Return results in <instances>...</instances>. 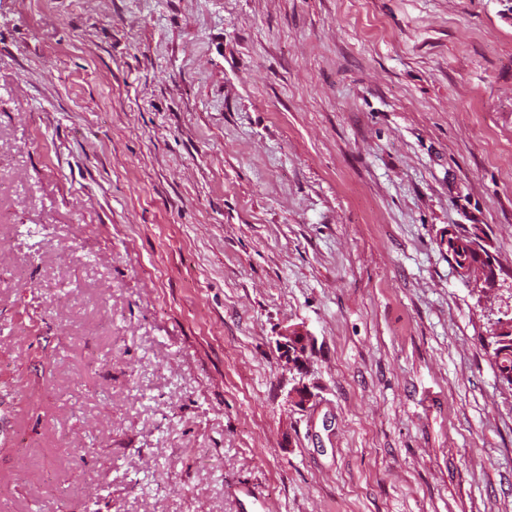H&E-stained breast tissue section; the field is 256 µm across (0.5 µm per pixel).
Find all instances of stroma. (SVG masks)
Here are the masks:
<instances>
[{
    "label": "stroma",
    "instance_id": "stroma-1",
    "mask_svg": "<svg viewBox=\"0 0 512 512\" xmlns=\"http://www.w3.org/2000/svg\"><path fill=\"white\" fill-rule=\"evenodd\" d=\"M506 314L512 0H0V512H512ZM481 252H485L480 243L479 236L463 227H457L448 236V253L457 268L463 269L461 275L475 282L482 280L487 285L493 284L489 280L486 268L488 264L483 260ZM490 329L492 348V358L494 360V367L496 376L499 377L505 373L510 374V378L501 377L500 382L502 385L512 390V317L504 315L498 318ZM279 337L278 345L286 365L291 366L301 360L306 351L308 334L301 327H289L282 330Z\"/></svg>",
    "mask_w": 512,
    "mask_h": 512
}]
</instances>
